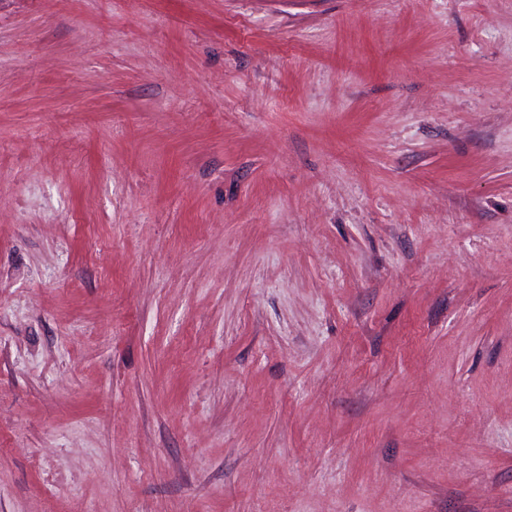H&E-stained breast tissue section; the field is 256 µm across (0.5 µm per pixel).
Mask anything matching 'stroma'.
Instances as JSON below:
<instances>
[{
  "label": "stroma",
  "mask_w": 512,
  "mask_h": 512,
  "mask_svg": "<svg viewBox=\"0 0 512 512\" xmlns=\"http://www.w3.org/2000/svg\"><path fill=\"white\" fill-rule=\"evenodd\" d=\"M0 512H512V0H0Z\"/></svg>",
  "instance_id": "35a3bbf8"
}]
</instances>
